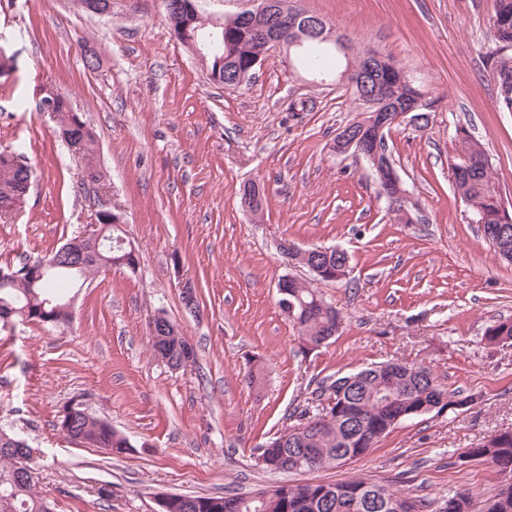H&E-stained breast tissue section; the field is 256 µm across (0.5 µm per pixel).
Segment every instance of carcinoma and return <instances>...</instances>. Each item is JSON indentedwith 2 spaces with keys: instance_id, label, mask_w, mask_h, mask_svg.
<instances>
[{
  "instance_id": "obj_1",
  "label": "carcinoma",
  "mask_w": 512,
  "mask_h": 512,
  "mask_svg": "<svg viewBox=\"0 0 512 512\" xmlns=\"http://www.w3.org/2000/svg\"><path fill=\"white\" fill-rule=\"evenodd\" d=\"M197 26L198 42L218 41L223 44V55L204 52L210 78L216 82H224L225 70L235 71L247 69L251 63L262 54V45L251 37L245 30L239 18L224 20L219 31L213 33L205 19H199ZM326 42H317L296 56V61L305 70L319 73L324 66L325 53L333 48L343 51L348 46L339 40H330L331 27L325 28ZM492 37L497 45L493 53V69L497 83H502V77H512V53L504 51V41L512 42V33L492 30ZM397 63L389 58H383L378 65L377 76L371 83L370 91L375 98L386 100L390 105L402 106L409 99L412 89L397 79L394 68ZM42 100L50 101L52 114L56 118L55 133L72 141L75 153L81 156L84 170L96 182L103 181V171L97 160V138L95 132L85 121L78 120V113L72 107L70 97L60 91L48 90ZM458 162L453 164V178L456 192L462 201L471 209L475 217L483 215L491 218L487 226H497L503 217L512 219V211L504 209L499 212L502 197L496 187L492 165L482 144L470 138L467 130L457 131ZM25 158L16 153L0 151V200H8L14 196L18 183L24 179L22 164ZM112 238V248L101 245L98 251H90L84 267L80 269L53 268L57 252H51L44 258L48 267L44 276L37 282H32L30 273L21 267L17 269L18 276L10 283L0 284V301L10 305L14 310L12 318L21 321L57 325L69 320L67 314L55 310L64 304L62 286L75 287L95 275L99 267L112 262V258L120 256L117 250L115 229L106 232ZM318 261V265L334 271L345 265L348 255L345 252L321 254L312 252L308 262ZM327 277L310 274L303 279L294 276L290 279L289 289L311 306L306 318L294 323L299 337L315 341L325 333L338 332L342 317L340 312L323 300L315 283L325 282ZM484 339L489 345L498 344V338H512V320H500L485 328ZM166 352L172 357H196L193 345L182 336L178 326L169 322L168 333L164 339ZM411 374L407 379L393 380L388 373L376 364L354 373L342 376V379L355 377L358 382L346 387L330 391L331 385L320 387L315 396L318 405L315 412L305 408L295 414L297 421L308 418L313 424L304 433V447L311 448L322 458L318 468H338L340 459L350 450L360 449L359 456L363 457L385 437L393 425L389 421L401 414L408 419L415 416L414 410L425 404L440 405L438 411L450 406H462L464 402L445 392L433 380L430 368L423 365H410ZM409 393L412 402L402 409H390L379 405L378 394L381 388L390 382ZM348 406V413L340 415L337 409L340 405ZM58 425L61 431L71 440L88 446L103 448L111 453H121L130 444L126 437L91 413L80 409L74 415H60ZM291 443H280V438H269L258 449V454L264 461L278 464L277 473L286 474L295 471L290 457ZM471 458L490 463L500 469L509 471V482L499 492L486 501L482 512H512V431H504L491 437L483 444L470 449ZM34 461L32 453L18 455L0 451V512H47L42 498L34 491ZM338 493L333 498L321 495L326 487L324 483H307L291 485L286 482L276 486L271 496L265 502L249 497L228 496H177L170 512H225L224 501L241 500L243 512H371L368 502H385L396 498L408 504L406 512H421L423 503L409 497L397 495L390 491L385 484L365 478L353 479L334 483Z\"/></svg>"
}]
</instances>
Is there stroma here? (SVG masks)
Returning a JSON list of instances; mask_svg holds the SVG:
<instances>
[{
  "instance_id": "35a3bbf8",
  "label": "stroma",
  "mask_w": 512,
  "mask_h": 512,
  "mask_svg": "<svg viewBox=\"0 0 512 512\" xmlns=\"http://www.w3.org/2000/svg\"><path fill=\"white\" fill-rule=\"evenodd\" d=\"M302 4L347 45L393 58L434 100L427 125L401 124L386 140L420 223H398L366 161L330 152L361 117L336 75L296 71L277 50L227 88L175 36L164 0H112L105 15L79 0H0V43L16 55L0 78V150L23 153L34 172L23 204L0 218V267L50 254L103 202L140 260L75 289L68 323L0 327V429L32 447L49 512H154L162 493L249 496L285 479L355 478L446 512L456 492L469 490L478 508L505 480L460 455L512 430V343L483 340L487 325L512 319V264L484 239L451 171L464 126L512 207V112L497 105L490 59L495 0ZM87 45L101 58L93 70ZM49 89L70 93L95 132L102 185L84 184L39 111ZM254 181L265 188L256 216L241 203ZM283 239L349 256V280L319 286L342 328L312 352L278 305L276 282L292 271ZM187 282L194 313L182 304ZM161 312L195 349L185 368L152 351L147 327ZM387 360L429 366L467 405L403 420L340 468L285 478L262 467L256 445L294 425L318 383ZM71 402L108 420L130 449L72 443L57 426Z\"/></svg>"
}]
</instances>
